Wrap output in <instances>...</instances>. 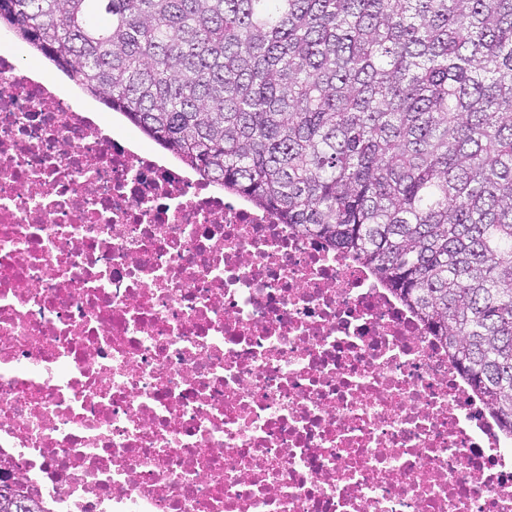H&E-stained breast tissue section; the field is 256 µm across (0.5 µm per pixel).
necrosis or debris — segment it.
Returning <instances> with one entry per match:
<instances>
[{"mask_svg": "<svg viewBox=\"0 0 512 512\" xmlns=\"http://www.w3.org/2000/svg\"><path fill=\"white\" fill-rule=\"evenodd\" d=\"M17 51L0 31V485L43 512H512V437L419 314Z\"/></svg>", "mask_w": 512, "mask_h": 512, "instance_id": "obj_1", "label": "necrosis or debris"}]
</instances>
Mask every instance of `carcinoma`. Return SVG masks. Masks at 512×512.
<instances>
[{
  "instance_id": "cac0c4a2",
  "label": "carcinoma",
  "mask_w": 512,
  "mask_h": 512,
  "mask_svg": "<svg viewBox=\"0 0 512 512\" xmlns=\"http://www.w3.org/2000/svg\"><path fill=\"white\" fill-rule=\"evenodd\" d=\"M200 176L369 267L512 433V0H0ZM0 512H43L0 487Z\"/></svg>"
}]
</instances>
